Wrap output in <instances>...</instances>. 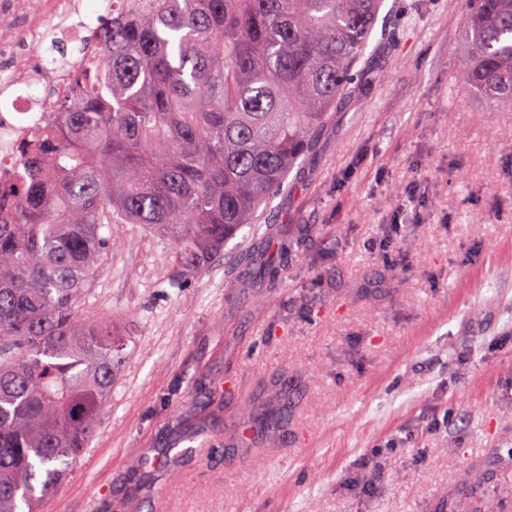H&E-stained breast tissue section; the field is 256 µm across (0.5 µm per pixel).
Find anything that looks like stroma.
Masks as SVG:
<instances>
[{
    "label": "stroma",
    "instance_id": "35a3bbf8",
    "mask_svg": "<svg viewBox=\"0 0 512 512\" xmlns=\"http://www.w3.org/2000/svg\"><path fill=\"white\" fill-rule=\"evenodd\" d=\"M465 6L384 0L381 80L183 287L103 225L79 312L128 346L38 512H512V104L457 82Z\"/></svg>",
    "mask_w": 512,
    "mask_h": 512
}]
</instances>
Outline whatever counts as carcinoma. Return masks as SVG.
<instances>
[{
	"label": "carcinoma",
	"instance_id": "obj_1",
	"mask_svg": "<svg viewBox=\"0 0 512 512\" xmlns=\"http://www.w3.org/2000/svg\"><path fill=\"white\" fill-rule=\"evenodd\" d=\"M382 0H127L96 35L0 187V512H36L96 433L128 342L75 307L109 248L145 224L199 274L254 223L332 112L382 74ZM459 81L512 101V0H470Z\"/></svg>",
	"mask_w": 512,
	"mask_h": 512
}]
</instances>
